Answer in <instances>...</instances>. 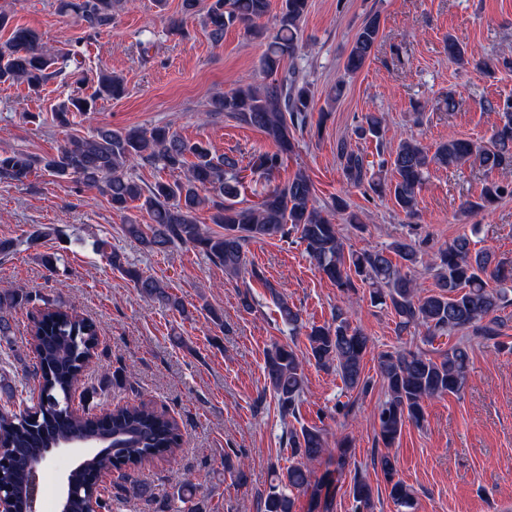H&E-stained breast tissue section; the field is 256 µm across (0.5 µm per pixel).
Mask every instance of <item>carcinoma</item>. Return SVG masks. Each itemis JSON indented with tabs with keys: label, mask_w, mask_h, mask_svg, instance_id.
Here are the masks:
<instances>
[{
	"label": "carcinoma",
	"mask_w": 512,
	"mask_h": 512,
	"mask_svg": "<svg viewBox=\"0 0 512 512\" xmlns=\"http://www.w3.org/2000/svg\"><path fill=\"white\" fill-rule=\"evenodd\" d=\"M123 0H59V10L71 13L88 35L112 26ZM182 12L194 15L204 11V24L211 39L219 43L224 30L244 26L253 38L264 35L260 24L269 12V0H182ZM308 8V0H282L278 29L267 43L261 59L264 82L242 84L215 96L212 114H224L239 124L255 128L271 140L276 150L253 157L251 172L266 179L282 165V156L293 149V130L308 124L314 109V93L296 72L281 71L286 58L299 49L298 32ZM379 17L369 16L351 46L345 60L349 72L360 70L377 46ZM0 31L9 36L0 41V84H24L34 94L54 77L63 74L57 59L41 43L39 33L29 27L12 24V16L0 9ZM448 57L463 66L469 63L463 46L453 37L446 43ZM125 93L121 77L110 73L99 76L93 93L86 94L81 82L71 83L67 99L51 112V122L67 127L76 114L96 109L98 100L117 99ZM499 115L487 142L453 139L425 146L410 135L391 144L386 140L385 118L378 112L361 117L355 134L375 140L379 161L369 164L350 143L340 140L336 155L342 176L353 187L377 197L390 196L404 215L412 219L418 209V195L433 168H457L476 160L487 171L512 165V101L488 103ZM141 161L184 172V178L172 183L157 181L144 188L129 174L127 166ZM38 170L67 176L99 190L108 198L112 210L121 214L132 204L146 211L150 222L139 224L127 219L124 234L144 248L164 252L172 246H191L208 260L224 267L233 279L248 276L263 279L262 272L248 260V246L269 240L295 237L316 263L318 271L351 299L358 285L368 287L370 303L391 310L398 335L424 330L422 342L452 332L463 336L446 350L432 355L415 349H389L378 354V371L385 386V398L374 415L377 441L386 452L376 456L374 465L384 475L388 496L400 509L414 508V492L398 474L397 459L388 452L402 430L424 420L425 402L447 394L460 393L467 381L471 342L479 340L501 349L502 319L498 311L512 294V261L477 249L467 236L431 252L424 238L400 237L385 248H349L343 228L362 229L358 215L350 211L348 201L334 199L330 213L316 206L312 180L296 173L283 185L264 193L260 202L242 205L238 160L213 151L201 141H187L168 126L149 131L138 128L113 130L99 127L87 136L67 139L55 154L35 156L19 150L0 152V183L22 184ZM512 196V186L497 181L485 183L479 197L460 203L464 215L486 211L502 198ZM210 211L214 231L197 220V212ZM96 251L112 269L134 283L143 296L161 307L181 308V300L167 285L128 263L105 241L95 244ZM423 265L434 272V288H421L410 271ZM282 323L292 334L302 328L299 310L270 289ZM21 289L0 291V312L30 303ZM352 306L336 307L331 321L313 325L306 337L308 355L290 345L274 342L266 351L264 375L268 390L276 397L282 418L296 416L306 387L304 363L310 359L321 367H335L346 388L367 392L372 380L364 374V357L370 350V337L355 320ZM99 328L92 320L74 310L49 302L39 309L31 328V345L36 354L39 387L45 404L35 419H27L14 408L17 387L0 374V444L15 450L14 479L28 481L26 462L54 445L56 436L112 435V444L122 449L126 470L136 471L155 459H173L181 448L182 434L177 421L150 404L116 407L99 418H89L73 410L58 408L78 383L85 359L94 354ZM288 447L298 461L271 485L263 499L261 512H294L293 492L313 489L319 499L322 488L334 482L349 465L348 440L329 448L324 430L301 426L288 430ZM336 455L335 468L318 481L313 480L310 463L325 455ZM84 467L74 473L82 486L74 498L71 512H95L99 506L92 477L113 465L109 455L97 452L83 459ZM144 501L155 505L153 512H171L168 498L154 496L146 487L137 489ZM355 512H373L374 493L360 471H355L348 490ZM177 499L188 512H207L205 502L196 499V487L178 482Z\"/></svg>",
	"instance_id": "cac0c4a2"
}]
</instances>
